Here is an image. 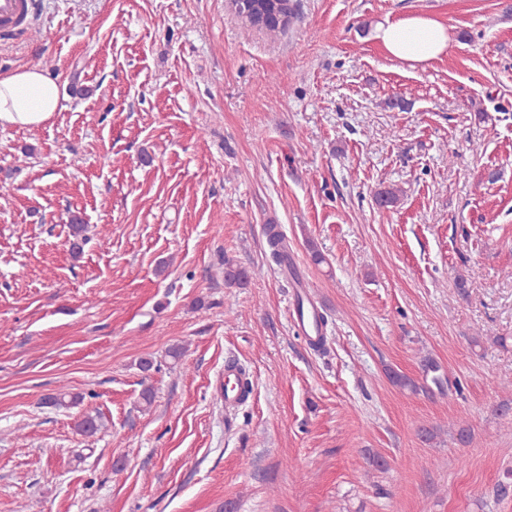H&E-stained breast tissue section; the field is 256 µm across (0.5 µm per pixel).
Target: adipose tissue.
I'll list each match as a JSON object with an SVG mask.
<instances>
[{
	"mask_svg": "<svg viewBox=\"0 0 512 512\" xmlns=\"http://www.w3.org/2000/svg\"><path fill=\"white\" fill-rule=\"evenodd\" d=\"M372 38L391 59L417 67L441 59L449 42L447 25L412 14L376 24ZM60 105V86L43 71L20 67L0 76V126L36 127L49 122Z\"/></svg>",
	"mask_w": 512,
	"mask_h": 512,
	"instance_id": "1",
	"label": "adipose tissue"
}]
</instances>
